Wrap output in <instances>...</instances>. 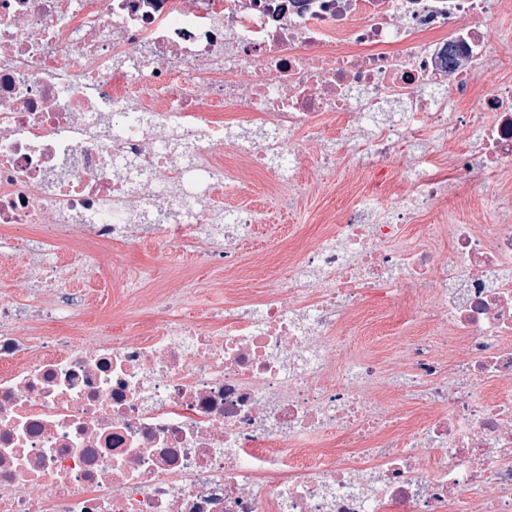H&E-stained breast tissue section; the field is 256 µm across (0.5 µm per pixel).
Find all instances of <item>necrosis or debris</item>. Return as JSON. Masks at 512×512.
Wrapping results in <instances>:
<instances>
[{"label": "necrosis or debris", "mask_w": 512, "mask_h": 512, "mask_svg": "<svg viewBox=\"0 0 512 512\" xmlns=\"http://www.w3.org/2000/svg\"><path fill=\"white\" fill-rule=\"evenodd\" d=\"M507 0H0V228H77L100 246L135 236L174 186V219L154 230L193 247L220 218L224 245L196 261L232 267L258 210L230 154L262 174L281 210L301 181L273 158L300 138L373 172L418 126L438 131L428 161L492 179L512 168V83L463 103L493 58ZM402 52H393V45ZM400 101L407 120L374 122ZM242 133L227 140L223 115ZM341 125L330 130L328 113ZM473 142L448 151L457 131ZM189 152L194 163L178 164ZM419 180L412 200L354 194L327 238L257 303L215 327L164 324L133 342L34 338L85 306V293L0 302V512H512V207L491 223L455 218L439 257L402 242L404 224L443 195ZM327 279L318 293L310 272ZM421 291L416 321L450 327L466 352L453 382L420 339L408 359L425 417L402 432L363 397L375 364H345L330 344L341 317ZM338 433L346 449L304 461L301 440Z\"/></svg>", "instance_id": "necrosis-or-debris-1"}]
</instances>
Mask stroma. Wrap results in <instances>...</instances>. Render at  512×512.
I'll list each match as a JSON object with an SVG mask.
<instances>
[{
    "label": "stroma",
    "instance_id": "35a3bbf8",
    "mask_svg": "<svg viewBox=\"0 0 512 512\" xmlns=\"http://www.w3.org/2000/svg\"><path fill=\"white\" fill-rule=\"evenodd\" d=\"M491 28L498 39V58L481 74L480 93L502 79H512V7L502 10ZM323 149L317 139H304L292 167L300 180L311 183V192L297 209L272 213L269 222L259 227L256 238L243 247L236 268L195 263L187 253L153 234L151 225L142 224L137 235L124 244L92 250L87 263L61 266L62 284L85 292L88 303L67 320L31 325L30 333L72 334L85 326L99 336H149L157 332L161 317L167 314L175 319L192 316L200 321H218L224 317L225 306L254 301L272 280L287 276L301 254L325 237L332 222L329 199L346 205L353 192L375 194L384 188L399 197L409 194L408 184L398 173L402 159L392 160L376 177L348 166L326 173L319 166ZM434 173L446 180L447 191L421 222L406 225L405 233L412 243L444 257L450 249L448 226L456 213L463 211L477 219L483 212L474 191L448 166L437 167ZM427 224L433 225V233L424 232ZM421 302L416 294L385 308L353 312L338 329L350 350V360L374 358L383 364L384 383L368 396L384 401L397 413L410 410L402 392L408 370L402 349L408 338L427 335L432 354L440 363L448 361L447 336H428L427 326L412 320Z\"/></svg>",
    "mask_w": 512,
    "mask_h": 512
}]
</instances>
